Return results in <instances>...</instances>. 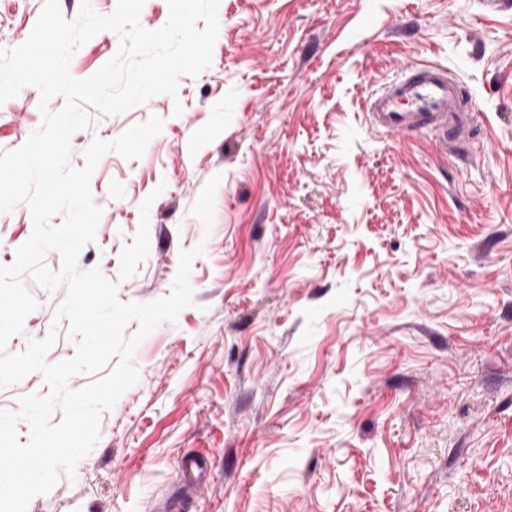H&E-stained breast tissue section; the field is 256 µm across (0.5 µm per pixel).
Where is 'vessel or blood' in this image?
Returning <instances> with one entry per match:
<instances>
[{
	"instance_id": "1",
	"label": "vessel or blood",
	"mask_w": 512,
	"mask_h": 512,
	"mask_svg": "<svg viewBox=\"0 0 512 512\" xmlns=\"http://www.w3.org/2000/svg\"><path fill=\"white\" fill-rule=\"evenodd\" d=\"M371 126L392 136L426 131L458 143L476 137V113L463 83L435 64L406 66L403 75L369 96L363 105Z\"/></svg>"
}]
</instances>
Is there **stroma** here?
Segmentation results:
<instances>
[{
	"mask_svg": "<svg viewBox=\"0 0 512 512\" xmlns=\"http://www.w3.org/2000/svg\"><path fill=\"white\" fill-rule=\"evenodd\" d=\"M44 0H0V47L30 36ZM211 65L121 114H88L83 166L150 115L144 154L102 157V215L80 269L123 302L169 294L181 250L194 306L138 347V381L100 436L27 512H512V4L483 0H219ZM119 38L74 53L85 79ZM468 86L469 151L373 132L362 103L407 65ZM32 86L0 104V151L42 123ZM150 209V251L120 254ZM0 212V264L31 235ZM22 281L38 307L7 349L50 330L73 356L66 289Z\"/></svg>",
	"mask_w": 512,
	"mask_h": 512,
	"instance_id": "1",
	"label": "stroma"
}]
</instances>
